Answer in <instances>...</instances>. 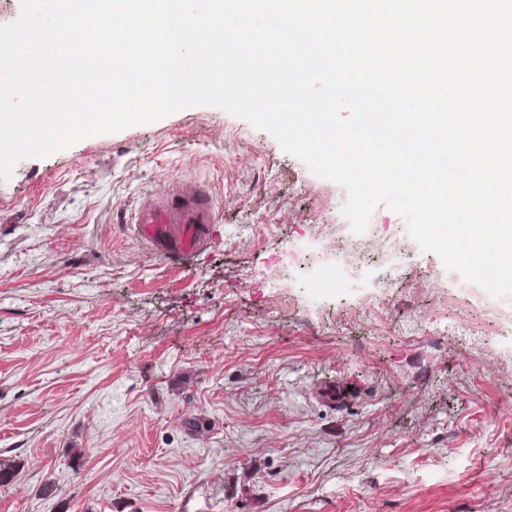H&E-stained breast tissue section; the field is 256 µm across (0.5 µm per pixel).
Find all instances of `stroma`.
<instances>
[{
	"label": "stroma",
	"mask_w": 512,
	"mask_h": 512,
	"mask_svg": "<svg viewBox=\"0 0 512 512\" xmlns=\"http://www.w3.org/2000/svg\"><path fill=\"white\" fill-rule=\"evenodd\" d=\"M177 182L222 218L185 270L125 228ZM347 198L213 107L21 159L0 180V512H512V295L383 206L376 262L324 279L357 239Z\"/></svg>",
	"instance_id": "obj_1"
}]
</instances>
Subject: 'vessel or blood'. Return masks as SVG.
Here are the masks:
<instances>
[{
    "instance_id": "obj_1",
    "label": "vessel or blood",
    "mask_w": 512,
    "mask_h": 512,
    "mask_svg": "<svg viewBox=\"0 0 512 512\" xmlns=\"http://www.w3.org/2000/svg\"><path fill=\"white\" fill-rule=\"evenodd\" d=\"M217 222L205 188L179 185L166 195L141 200L127 229L146 254L184 269L209 248Z\"/></svg>"
}]
</instances>
